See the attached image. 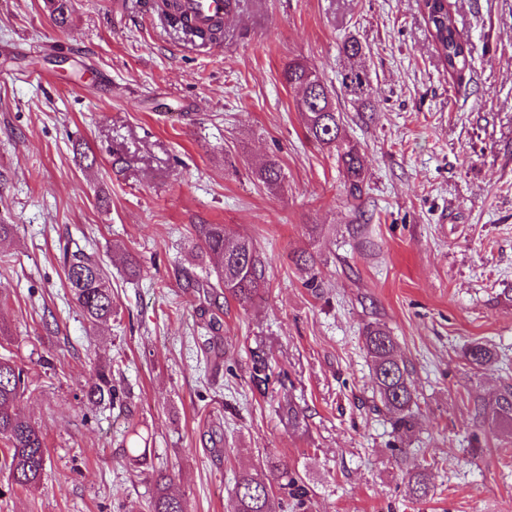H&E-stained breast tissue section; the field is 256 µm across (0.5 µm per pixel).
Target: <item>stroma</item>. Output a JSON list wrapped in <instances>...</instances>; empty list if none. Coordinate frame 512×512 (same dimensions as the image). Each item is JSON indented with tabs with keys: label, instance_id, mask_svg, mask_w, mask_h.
Wrapping results in <instances>:
<instances>
[{
	"label": "stroma",
	"instance_id": "1",
	"mask_svg": "<svg viewBox=\"0 0 512 512\" xmlns=\"http://www.w3.org/2000/svg\"><path fill=\"white\" fill-rule=\"evenodd\" d=\"M139 2L73 0L61 27L47 0H0V223L16 227L0 347L34 380L23 407L48 455L32 491L0 470V512H149L158 469L187 512H228L238 471L268 478L271 453L305 479L308 512H512V430L481 416L512 386V0H451L471 50L460 79L423 0H236L204 46ZM351 37L365 108L340 93ZM292 60L340 94L360 199L304 134ZM272 156L269 187L256 172ZM197 224L253 240L261 299L185 292L214 267ZM78 248L112 282L117 318L95 328L65 281ZM376 322L416 389L403 441L374 407ZM474 342L490 370L465 360ZM107 362L119 398L89 404ZM131 425L146 463L125 456ZM418 467L423 500L406 487ZM466 361L481 370L490 368L495 361V353L486 344L473 343L464 352Z\"/></svg>",
	"mask_w": 512,
	"mask_h": 512
}]
</instances>
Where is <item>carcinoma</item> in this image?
<instances>
[{"label": "carcinoma", "mask_w": 512, "mask_h": 512, "mask_svg": "<svg viewBox=\"0 0 512 512\" xmlns=\"http://www.w3.org/2000/svg\"><path fill=\"white\" fill-rule=\"evenodd\" d=\"M426 21L442 64L448 73L462 76L470 68L471 53L461 40L450 0H423ZM165 22L191 42L216 41L224 36V17L216 16L198 23L186 10L183 0H164ZM285 83L297 87L296 99L306 137L323 148L336 151V158L347 180L348 194L361 195L363 166L358 145L343 133L341 112L333 92L315 70L300 61H290L282 72ZM345 92L357 101L371 95L366 72L351 66L343 75ZM258 179L272 186L280 182L281 168L274 158L257 172ZM195 247L200 255H214L215 282L196 280L191 287L204 293L213 288L224 289V299L249 304L261 298L264 275L262 263L253 240L234 235L224 224L193 225ZM64 272L70 296L85 320L92 326L112 320L113 294L108 274L99 262L81 250L64 256ZM364 348L371 358L374 393L377 402L392 418L395 433L403 437L413 431L417 396L406 362L399 352L394 336L379 323L368 324L363 333ZM466 361L481 370L490 368L495 353L483 343H473L464 352ZM29 390V371L7 355L0 356V469L8 472L11 485L30 490L44 476L47 451L41 430L23 412V400ZM84 397L97 404H111L116 399L112 386V365L99 368L96 381L84 391ZM491 422L512 425V387L496 398L488 414ZM265 466L277 481L273 487L260 480L249 469L239 472L235 484L232 512H279L280 494L297 500L299 508L306 505L307 489L299 475L288 472V466L274 455L265 457ZM174 476L167 470L154 475L150 512H187L181 497L171 491ZM409 495L422 499L429 495L427 475L421 471L408 473Z\"/></svg>", "instance_id": "obj_1"}]
</instances>
